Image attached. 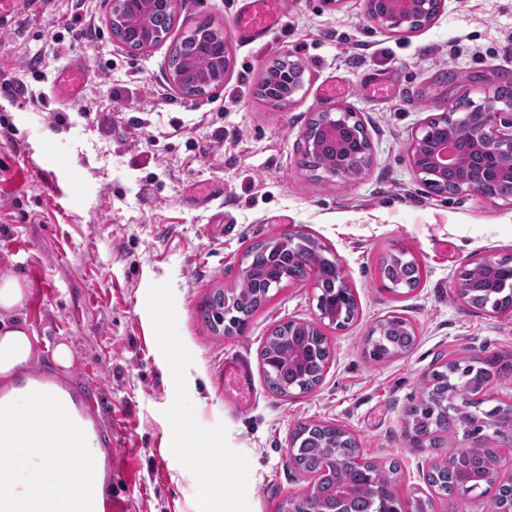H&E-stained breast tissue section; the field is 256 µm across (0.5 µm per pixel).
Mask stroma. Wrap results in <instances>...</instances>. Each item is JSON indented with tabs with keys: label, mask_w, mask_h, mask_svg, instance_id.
Masks as SVG:
<instances>
[{
	"label": "stroma",
	"mask_w": 512,
	"mask_h": 512,
	"mask_svg": "<svg viewBox=\"0 0 512 512\" xmlns=\"http://www.w3.org/2000/svg\"><path fill=\"white\" fill-rule=\"evenodd\" d=\"M112 3L85 0L90 40L69 27L76 0H19L0 16V272L27 287L32 372L99 399L112 512H278L306 486L288 458L301 423L340 427L365 459L397 461L402 498L429 500L427 512H491V495L454 501L425 478L458 437L443 436L431 455L410 447L404 426L425 375L454 359L512 362V318L455 294L469 261L512 257V202L432 193L409 146L430 116L512 84V0H445L410 33L375 24L367 0H285L254 43L235 34L248 0H179L167 41L137 54L112 38ZM202 20L226 35L230 66L221 85L191 98L168 56ZM281 57L304 66L305 83L275 105L255 88ZM81 59L88 77L56 103L54 84ZM338 106L373 142L357 179L301 165L308 122ZM291 226L345 266L358 310L345 328L322 326L332 359L318 387L283 398L265 384L260 351L274 326L318 320V290L305 281L272 290L230 337L214 334L199 307L239 285L250 243ZM399 250L424 269L405 294L389 292L379 271L381 256ZM396 314L415 329L413 350L367 359L366 336ZM61 343L72 353L66 369L53 360ZM228 358L248 367V403L224 392ZM200 450L223 462V485L195 461Z\"/></svg>",
	"instance_id": "1"
}]
</instances>
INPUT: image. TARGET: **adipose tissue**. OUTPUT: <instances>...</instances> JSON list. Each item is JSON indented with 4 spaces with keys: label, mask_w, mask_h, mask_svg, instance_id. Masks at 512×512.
Returning <instances> with one entry per match:
<instances>
[{
    "label": "adipose tissue",
    "mask_w": 512,
    "mask_h": 512,
    "mask_svg": "<svg viewBox=\"0 0 512 512\" xmlns=\"http://www.w3.org/2000/svg\"><path fill=\"white\" fill-rule=\"evenodd\" d=\"M24 294L13 271L0 272V382L8 387L0 404L14 413L13 419H0V453L13 474L0 484V498L23 503L27 512H57L65 502L77 504V512H93L105 496V454L93 435L79 430L67 405L43 417L50 447L32 448L19 437L18 419L36 410L28 386L17 383L36 356L37 336L20 317Z\"/></svg>",
    "instance_id": "adipose-tissue-1"
}]
</instances>
